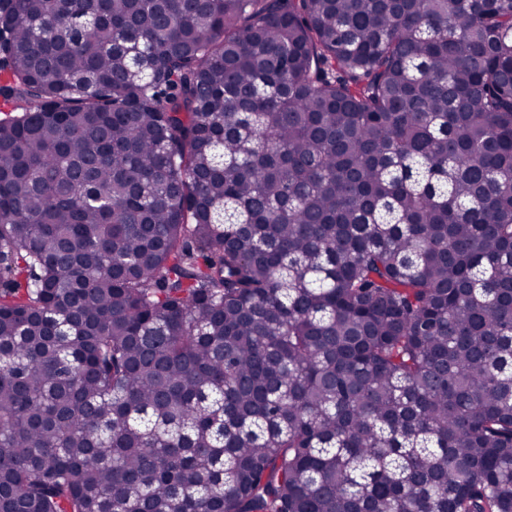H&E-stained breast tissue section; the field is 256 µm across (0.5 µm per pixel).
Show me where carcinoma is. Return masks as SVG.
Instances as JSON below:
<instances>
[{
	"mask_svg": "<svg viewBox=\"0 0 512 512\" xmlns=\"http://www.w3.org/2000/svg\"><path fill=\"white\" fill-rule=\"evenodd\" d=\"M0 22V512H512V0Z\"/></svg>",
	"mask_w": 512,
	"mask_h": 512,
	"instance_id": "cac0c4a2",
	"label": "carcinoma"
}]
</instances>
